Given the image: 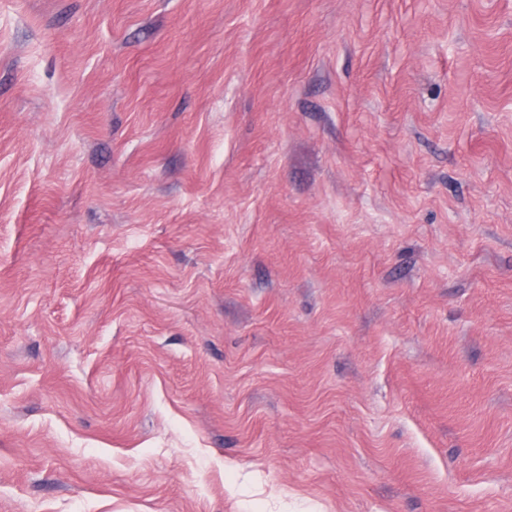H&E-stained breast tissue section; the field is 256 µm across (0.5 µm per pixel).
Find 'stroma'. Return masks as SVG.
<instances>
[{
  "mask_svg": "<svg viewBox=\"0 0 512 512\" xmlns=\"http://www.w3.org/2000/svg\"><path fill=\"white\" fill-rule=\"evenodd\" d=\"M0 512H512V0H0Z\"/></svg>",
  "mask_w": 512,
  "mask_h": 512,
  "instance_id": "obj_1",
  "label": "stroma"
}]
</instances>
